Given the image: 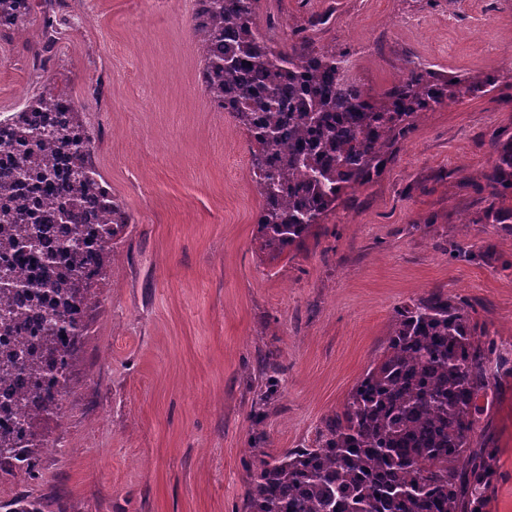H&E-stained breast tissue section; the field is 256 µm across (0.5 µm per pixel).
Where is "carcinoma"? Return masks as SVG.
I'll use <instances>...</instances> for the list:
<instances>
[{
	"instance_id": "obj_1",
	"label": "carcinoma",
	"mask_w": 512,
	"mask_h": 512,
	"mask_svg": "<svg viewBox=\"0 0 512 512\" xmlns=\"http://www.w3.org/2000/svg\"><path fill=\"white\" fill-rule=\"evenodd\" d=\"M259 0H196L199 81L255 143L261 250L279 256L369 182L419 119L493 90L494 71L442 79L419 66L376 98L348 75V53L317 49L300 29L280 46L256 22ZM30 0H0L10 36ZM512 191V140L485 175ZM131 221L102 184L80 111L44 83L0 119V461L36 478L35 422L59 410L86 332L92 291ZM33 266L38 277L21 278ZM512 360L478 337L464 306L432 292L398 309L383 353L329 415L315 445L252 463L244 512H483L495 470L480 404ZM4 512H44L38 500Z\"/></svg>"
}]
</instances>
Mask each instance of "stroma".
<instances>
[{
    "label": "stroma",
    "mask_w": 512,
    "mask_h": 512,
    "mask_svg": "<svg viewBox=\"0 0 512 512\" xmlns=\"http://www.w3.org/2000/svg\"><path fill=\"white\" fill-rule=\"evenodd\" d=\"M0 37V116L42 82L79 108L105 185L132 216L94 289L37 479L0 471V502L48 512H244L252 454L313 444L381 354L397 308L462 303L512 357V233L488 224L485 175L512 138V0H261L278 44L309 18L318 46L382 93L415 61L443 78L500 74L426 113L391 162L305 243L259 248L249 137L198 80L195 0H67L44 49L41 0ZM280 364L261 406L259 359ZM483 421L496 450L483 512H512V376ZM264 409L263 443L253 414Z\"/></svg>",
    "instance_id": "1"
}]
</instances>
